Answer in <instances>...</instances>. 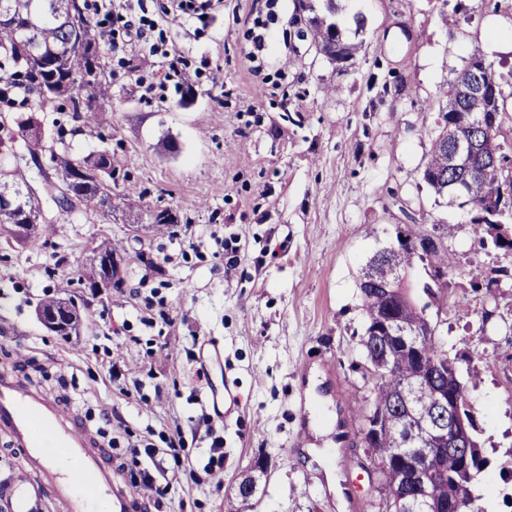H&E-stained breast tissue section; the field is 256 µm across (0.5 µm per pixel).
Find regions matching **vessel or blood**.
Wrapping results in <instances>:
<instances>
[{
  "instance_id": "b4317fda",
  "label": "vessel or blood",
  "mask_w": 512,
  "mask_h": 512,
  "mask_svg": "<svg viewBox=\"0 0 512 512\" xmlns=\"http://www.w3.org/2000/svg\"><path fill=\"white\" fill-rule=\"evenodd\" d=\"M0 433L25 455L8 487L11 512H147V496L118 480L77 412L4 370Z\"/></svg>"
}]
</instances>
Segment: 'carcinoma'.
<instances>
[{
	"instance_id": "cac0c4a2",
	"label": "carcinoma",
	"mask_w": 512,
	"mask_h": 512,
	"mask_svg": "<svg viewBox=\"0 0 512 512\" xmlns=\"http://www.w3.org/2000/svg\"><path fill=\"white\" fill-rule=\"evenodd\" d=\"M70 0H0V16L22 14L26 23H13L0 19V154L16 152L21 148L30 158L37 160L46 154L58 179L45 180L44 190L55 204L57 215L46 216L30 185L26 173L17 165L6 168L0 165V182L13 187L15 198L11 210H0V238L7 244L33 240L35 231L16 236L9 228L11 224H52L58 217L77 209L107 215L112 212V186L118 185L114 177L116 167L112 151L107 148L78 155L65 138L66 131L57 130V137L49 139L39 114L59 102L69 104L71 110L79 112L83 127L93 131L101 124L100 110L93 103L110 97V84L104 74L99 45L94 35L90 15H85L79 30L68 26L66 21ZM340 0H297L294 17L297 38L311 39L317 52L343 67L355 57L359 45L349 43L336 15L340 11ZM83 42L92 52L83 55L84 65L100 72V77L77 80L72 76V51L77 42ZM483 68V60L475 51L468 65L448 82L446 90L447 111L440 113L444 125L457 123L460 116L479 120L478 126L485 139H493L495 149L503 151L500 100L503 99L500 83L494 72L484 74L485 90L471 98L460 92V82L469 73ZM38 83L52 89V94L39 99L35 109L27 105L33 84ZM423 181L439 196L465 197L473 209L487 197L501 202L497 221L512 220V204L502 195L507 188L506 169L501 165L486 169L481 181L473 187L463 186L464 172L451 164L449 139L440 132L431 139V147L424 164ZM451 231L441 224L429 230L420 224H405L397 227L398 246L390 248L385 256L374 254L362 270L359 289H364L369 276L385 278L397 274L405 279L406 272L415 261L425 262L433 275L448 276L452 272V261L445 240ZM429 242L430 247L421 254L415 249L419 242ZM365 329H370L383 316L384 310L394 307L396 326L421 338L427 336L425 317L429 304L418 306L383 295L361 294ZM365 352V363L378 366L382 375L372 381L370 395L365 404L358 407L359 423L370 420V409L383 408L392 403L409 384L415 382L420 366L411 352L402 344H396L384 353L377 350L367 339H361ZM437 386H418L409 393L410 411L395 410L389 413L390 422L382 425L380 440L389 450L392 459L383 466L374 467L379 500L369 503L377 512H396V496L404 487L405 473L400 455H416L438 447L437 438L431 433L435 391ZM470 464L466 465L455 456H446L440 470L432 479L437 497L448 501V493L461 494V506L449 512H485L482 495L477 492L481 474L490 465L480 445L471 449Z\"/></svg>"
}]
</instances>
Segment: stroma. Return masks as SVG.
I'll list each match as a JSON object with an SVG mask.
<instances>
[{"label": "stroma", "instance_id": "1", "mask_svg": "<svg viewBox=\"0 0 512 512\" xmlns=\"http://www.w3.org/2000/svg\"><path fill=\"white\" fill-rule=\"evenodd\" d=\"M88 2L111 84L103 123L82 133L73 113L40 118L49 134L58 123L76 129L79 153L110 148L147 195L140 212L116 202L105 218H60L44 200L56 223L35 242L0 245V369L72 404L126 486L148 464L132 446L181 438L180 458L165 464L199 478L150 493L151 512H364L378 492L353 401L370 388L359 272L398 225L448 224V296H467L470 313H427L457 358L490 460L484 505L512 512V472L499 465L512 448V274L489 291L471 287L475 276L512 270V255L479 247L471 207L422 179L442 93L473 51L500 81L512 129V53L486 51L512 41V28L487 25L512 16V0H342L340 25L359 46L343 69L296 38L294 0H279L262 86L246 31L265 0H217L202 18L166 15L158 0ZM118 15L153 19L165 51L137 41L113 49ZM171 51L189 61L178 82L166 78ZM164 210L175 223L154 225ZM111 241L120 245L111 288L79 283L78 270ZM47 294L76 302L71 335L38 319ZM226 389L219 416L208 396ZM218 438L224 461L212 476ZM260 465L242 507L238 485Z\"/></svg>", "mask_w": 512, "mask_h": 512}]
</instances>
